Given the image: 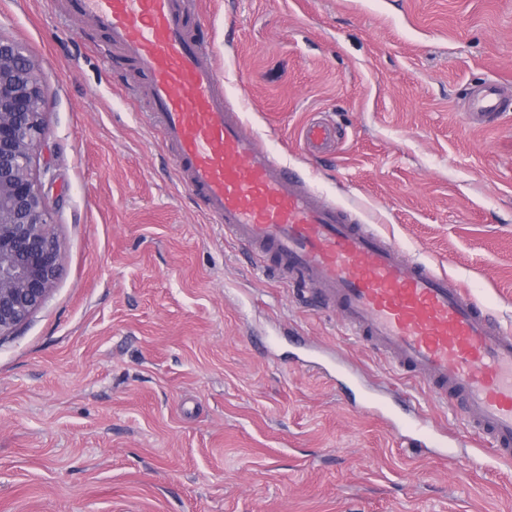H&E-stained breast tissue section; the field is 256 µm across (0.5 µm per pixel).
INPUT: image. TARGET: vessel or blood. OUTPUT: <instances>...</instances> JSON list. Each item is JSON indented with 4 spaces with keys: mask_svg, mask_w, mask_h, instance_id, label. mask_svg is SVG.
Instances as JSON below:
<instances>
[{
    "mask_svg": "<svg viewBox=\"0 0 512 512\" xmlns=\"http://www.w3.org/2000/svg\"><path fill=\"white\" fill-rule=\"evenodd\" d=\"M71 10L108 31L148 76L150 116L214 223L262 259L269 276L310 288L339 310L352 335L433 396L459 399L464 435L420 423L408 446L486 448L511 462L512 334L483 304L445 272L409 261L394 242L353 223L349 210L321 202L245 132L217 73L201 61L202 41L186 31L187 0H71ZM508 107L492 80L465 104L478 122ZM334 137L321 121L302 132L314 153Z\"/></svg>",
    "mask_w": 512,
    "mask_h": 512,
    "instance_id": "vessel-or-blood-1",
    "label": "vessel or blood"
}]
</instances>
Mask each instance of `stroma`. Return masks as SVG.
Instances as JSON below:
<instances>
[{
  "label": "stroma",
  "instance_id": "1",
  "mask_svg": "<svg viewBox=\"0 0 512 512\" xmlns=\"http://www.w3.org/2000/svg\"><path fill=\"white\" fill-rule=\"evenodd\" d=\"M247 132L512 332V0H190ZM49 101L33 173L63 267L0 338V512H512V464L412 453L367 404L461 421L178 179L150 84L69 0H0ZM339 131L314 157L301 130ZM508 109L507 98L499 85L492 80L484 81L471 90L466 100L465 111L477 122H486Z\"/></svg>",
  "mask_w": 512,
  "mask_h": 512
}]
</instances>
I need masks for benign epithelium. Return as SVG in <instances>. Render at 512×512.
Segmentation results:
<instances>
[{
    "instance_id": "1",
    "label": "benign epithelium",
    "mask_w": 512,
    "mask_h": 512,
    "mask_svg": "<svg viewBox=\"0 0 512 512\" xmlns=\"http://www.w3.org/2000/svg\"><path fill=\"white\" fill-rule=\"evenodd\" d=\"M45 109L36 63L18 42L0 35V337L41 307L63 265L50 208L33 174Z\"/></svg>"
}]
</instances>
